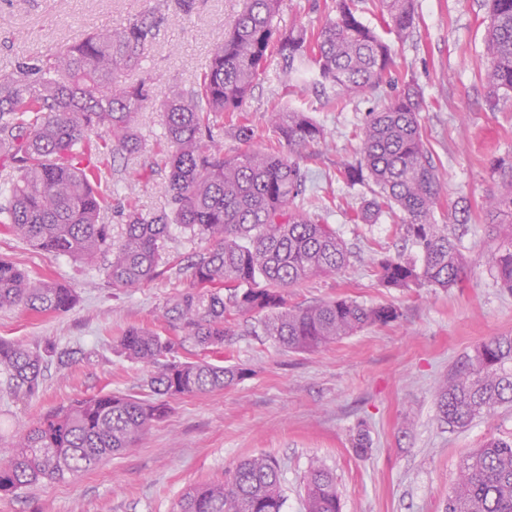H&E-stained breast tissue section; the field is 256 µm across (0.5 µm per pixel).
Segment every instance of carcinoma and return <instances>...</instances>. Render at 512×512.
Segmentation results:
<instances>
[{
    "mask_svg": "<svg viewBox=\"0 0 512 512\" xmlns=\"http://www.w3.org/2000/svg\"><path fill=\"white\" fill-rule=\"evenodd\" d=\"M281 3L244 0L200 82L188 90L159 95L145 80L122 81L155 39L157 19L145 16L98 29L59 47L46 62H22L0 76V165L13 171L0 203L4 231L45 253L99 263L114 288H140L170 264L165 245L173 224L209 242L191 264L192 287L164 307L178 335L131 327L118 338L116 349L127 360L158 368L147 380L157 398L109 392L53 408L12 441L0 467L1 499L86 472L164 419L169 401L241 380L242 368L179 355L188 344L202 353L223 349L232 316L262 313L265 335L288 350L309 352L399 319L391 304L336 299L287 305L288 289L336 273L349 257L336 229L311 211L299 164L303 151L326 139L325 129L299 109L276 106L268 122L278 147L233 156L224 154L211 129L210 113L242 111L274 49L284 76L307 72L304 65L311 62L312 81L329 85L339 98L362 94L391 72V45L359 18L355 0H334V15L316 30L276 27ZM374 4L386 33L400 37L414 28V0ZM484 43V83L493 110L512 93V0H487ZM157 97L167 144L161 187L167 207L152 214L127 209L115 244L112 225L103 223L108 195L101 189L102 166L107 155L143 151L140 112ZM420 108L419 91L408 85L382 110L369 113L360 158L342 172L352 186L370 181L378 188L350 221L373 224L397 209L406 237L421 251L419 267L399 253L373 260L386 288L418 282L453 287L467 276L448 225L435 222L441 181L424 141ZM491 170L482 205L495 240L488 263L496 280L512 289V155L494 158ZM76 300L73 289L32 278L0 258V308L60 314ZM53 360L64 368L77 362L75 352L50 344L29 348L0 340V375L15 396L35 395ZM436 401L452 429L512 404V336L478 345L441 384ZM461 472L445 512H512V441L488 439ZM282 506L277 464L261 455L236 464L221 481L190 488L179 512H281ZM306 512H341L336 479L322 465L309 470Z\"/></svg>",
    "mask_w": 512,
    "mask_h": 512,
    "instance_id": "carcinoma-1",
    "label": "carcinoma"
}]
</instances>
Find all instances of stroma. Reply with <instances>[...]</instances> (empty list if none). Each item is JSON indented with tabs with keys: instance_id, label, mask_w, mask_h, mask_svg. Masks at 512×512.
Segmentation results:
<instances>
[{
	"instance_id": "obj_1",
	"label": "stroma",
	"mask_w": 512,
	"mask_h": 512,
	"mask_svg": "<svg viewBox=\"0 0 512 512\" xmlns=\"http://www.w3.org/2000/svg\"><path fill=\"white\" fill-rule=\"evenodd\" d=\"M414 4L413 29L390 40L392 74L365 94L332 104V91L306 78L285 81L274 61L242 111L210 116L228 155L244 150V125L254 131L253 146L276 145L266 123L275 104L303 110L323 126L326 142L309 148L300 165L309 196L351 256L341 271L289 289L288 302L304 306L349 298L368 306L391 304L399 322L368 326L303 352L266 336L260 316L237 319L223 353L210 360L246 369L243 380L172 400L167 417L134 447L77 476L0 499V512H176L188 488L260 454L278 465L282 512H304L306 475L315 461L335 474L341 512H443L469 454L489 437L512 438L510 404L455 430L440 420L436 405L438 387L459 361L488 338L512 336V292L500 287L487 264L494 241L481 210L492 160L512 152V99L500 100L493 110L486 103L482 0ZM331 7V0H283L275 23L312 30ZM240 9L241 0H191L187 11L180 0H0V74L95 29L153 13L160 19L156 39L126 79L149 81L159 91L188 89L206 71L214 44ZM408 84L422 94L421 122L443 187L435 219L448 223L460 200L473 214L459 231L467 278L458 287H383L371 255L399 253L415 262L418 249L405 242L399 215H382L373 224L348 220L374 186L348 185L339 170L359 157L367 113L384 108ZM139 135L144 152L116 156L103 169L112 190L105 221L116 239L122 234L121 211L134 207L148 214L166 204L160 190L164 129L155 106L141 113ZM206 246L172 227L167 249L174 267L143 287L118 289L99 266L47 254L0 230V257L78 295L74 308L62 314L1 308L0 339L31 347L52 343L84 354L70 368L48 366L33 398L0 393V458L9 455L14 435L70 399L108 392L150 399V369L114 353L112 339L130 326L167 330L163 308L188 287L190 266ZM362 430L369 451L359 457L352 444Z\"/></svg>"
}]
</instances>
